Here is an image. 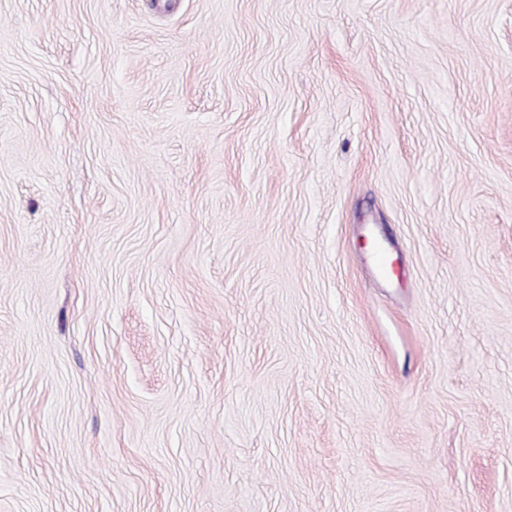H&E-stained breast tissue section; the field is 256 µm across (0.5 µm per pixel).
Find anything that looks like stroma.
Segmentation results:
<instances>
[{"instance_id":"stroma-1","label":"stroma","mask_w":512,"mask_h":512,"mask_svg":"<svg viewBox=\"0 0 512 512\" xmlns=\"http://www.w3.org/2000/svg\"><path fill=\"white\" fill-rule=\"evenodd\" d=\"M0 512H512V0H0Z\"/></svg>"}]
</instances>
